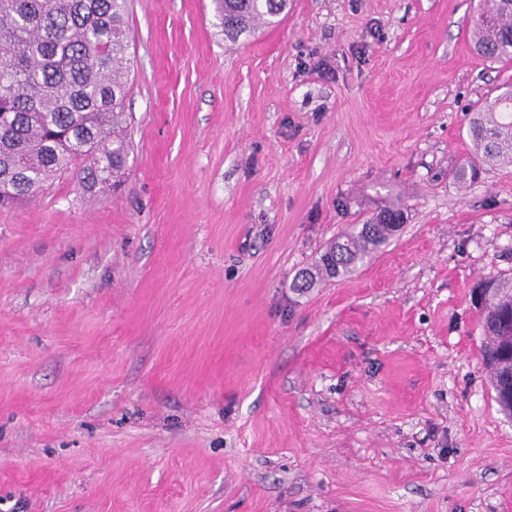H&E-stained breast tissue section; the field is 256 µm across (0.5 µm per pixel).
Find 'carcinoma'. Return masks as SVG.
I'll return each mask as SVG.
<instances>
[{
	"instance_id": "carcinoma-1",
	"label": "carcinoma",
	"mask_w": 512,
	"mask_h": 512,
	"mask_svg": "<svg viewBox=\"0 0 512 512\" xmlns=\"http://www.w3.org/2000/svg\"><path fill=\"white\" fill-rule=\"evenodd\" d=\"M217 27L235 39L283 13L288 0H213ZM128 0H0V183L10 192L0 207L32 198L60 176L77 178L90 197L120 183L129 144L124 101L129 40ZM491 63H512V0H479L470 33ZM468 135L475 156L460 178L480 167L512 166V86L472 111ZM403 224V212L381 209L360 228L333 241L293 287L354 273ZM485 353L505 357L494 390L506 408L512 390V281L481 284Z\"/></svg>"
}]
</instances>
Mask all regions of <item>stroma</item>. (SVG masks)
<instances>
[{
    "instance_id": "obj_1",
    "label": "stroma",
    "mask_w": 512,
    "mask_h": 512,
    "mask_svg": "<svg viewBox=\"0 0 512 512\" xmlns=\"http://www.w3.org/2000/svg\"><path fill=\"white\" fill-rule=\"evenodd\" d=\"M473 0H129V167L0 207V512H512L473 289L512 168L461 181L512 83ZM404 223L300 294L326 246ZM216 26L226 38L250 32L253 25L283 13L288 0H213ZM403 224V212L394 209H381L372 218L352 233L338 237L321 255L318 263L300 272L293 288L304 291L329 278L345 277L354 273L371 254L384 245ZM330 264L325 265L328 260ZM331 269V270H330Z\"/></svg>"
}]
</instances>
